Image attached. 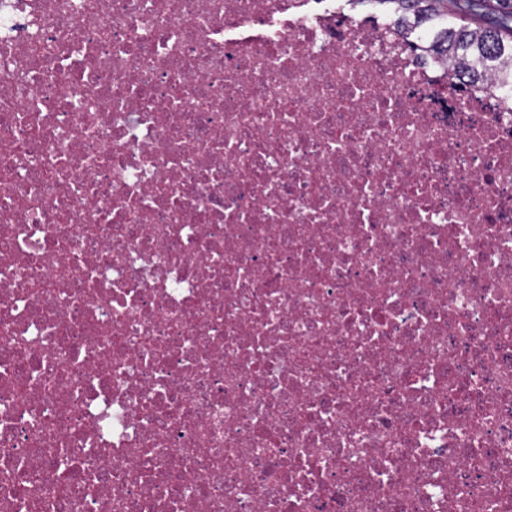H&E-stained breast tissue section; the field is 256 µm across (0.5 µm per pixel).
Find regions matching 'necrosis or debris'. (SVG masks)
<instances>
[{
	"label": "necrosis or debris",
	"instance_id": "1",
	"mask_svg": "<svg viewBox=\"0 0 512 512\" xmlns=\"http://www.w3.org/2000/svg\"><path fill=\"white\" fill-rule=\"evenodd\" d=\"M512 512V87L349 0H0V503Z\"/></svg>",
	"mask_w": 512,
	"mask_h": 512
}]
</instances>
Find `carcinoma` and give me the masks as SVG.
I'll list each match as a JSON object with an SVG mask.
<instances>
[{
  "label": "carcinoma",
  "instance_id": "1",
  "mask_svg": "<svg viewBox=\"0 0 512 512\" xmlns=\"http://www.w3.org/2000/svg\"><path fill=\"white\" fill-rule=\"evenodd\" d=\"M390 6L404 35L437 32L429 51L467 69L466 77L499 75L512 81V10L491 12L488 0H375ZM457 22L448 24V14Z\"/></svg>",
  "mask_w": 512,
  "mask_h": 512
}]
</instances>
